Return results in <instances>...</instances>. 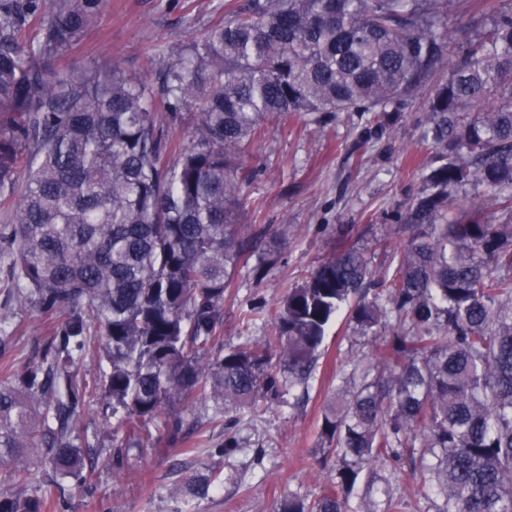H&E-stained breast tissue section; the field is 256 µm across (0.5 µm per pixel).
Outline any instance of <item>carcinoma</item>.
Returning <instances> with one entry per match:
<instances>
[{
    "label": "carcinoma",
    "instance_id": "1",
    "mask_svg": "<svg viewBox=\"0 0 512 512\" xmlns=\"http://www.w3.org/2000/svg\"><path fill=\"white\" fill-rule=\"evenodd\" d=\"M450 0H232L199 42L166 48L162 95L115 68L61 70L103 0H0V197L18 196L0 233L17 300L67 319L39 360L4 366L0 459L39 454L54 475L84 466L79 408L96 396L113 437L157 448L190 398L215 412L258 407L314 370L332 319L354 303L364 330L391 335L376 377L337 394L319 427L341 464L310 505L278 512H400L354 508L364 466L419 460L436 512H512V8L469 22L448 60ZM42 19L37 48L20 45ZM430 87L438 165L413 203L392 275L376 281L367 252L342 244L271 310L274 333L224 350V291L240 261L286 238L239 223L235 160L271 117L287 112H387ZM198 114L192 142L165 161L168 123ZM28 164L24 189L15 174ZM507 191L509 222L472 208L455 220L451 191ZM442 223H436V220ZM373 297H367L368 287ZM104 352L91 378L77 361ZM0 512H44L24 494L26 468Z\"/></svg>",
    "mask_w": 512,
    "mask_h": 512
}]
</instances>
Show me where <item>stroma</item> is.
<instances>
[{
	"instance_id": "stroma-1",
	"label": "stroma",
	"mask_w": 512,
	"mask_h": 512,
	"mask_svg": "<svg viewBox=\"0 0 512 512\" xmlns=\"http://www.w3.org/2000/svg\"><path fill=\"white\" fill-rule=\"evenodd\" d=\"M225 0H105L98 21L62 58L90 70L111 65L159 85L169 65L168 46L202 37L224 18ZM428 92L393 112L291 113L270 119L263 134L239 157L244 224H284L288 237L271 254L273 264L255 280L240 264L224 294L225 347L273 332L267 319L247 321L257 305L273 308L289 288L333 253L341 241L367 248L377 275L393 273L402 237L399 224L424 191L435 161L425 137ZM12 257L0 251V349L12 363L41 356L62 318L16 302ZM373 332L341 310L322 346L308 387L281 390L264 412L248 408L212 417L185 405L181 428L159 450L118 448L99 400H87L79 442L94 461L84 481L57 489L51 472L34 457L0 464V495L19 467L31 472L30 494L46 497V512H182L193 484L210 482L194 512H278L287 497L313 502L336 473L338 456L324 453L319 425L354 363L371 357ZM242 451L224 455L227 437ZM408 460L364 468L351 502L401 500V512H426L430 485L414 480Z\"/></svg>"
}]
</instances>
